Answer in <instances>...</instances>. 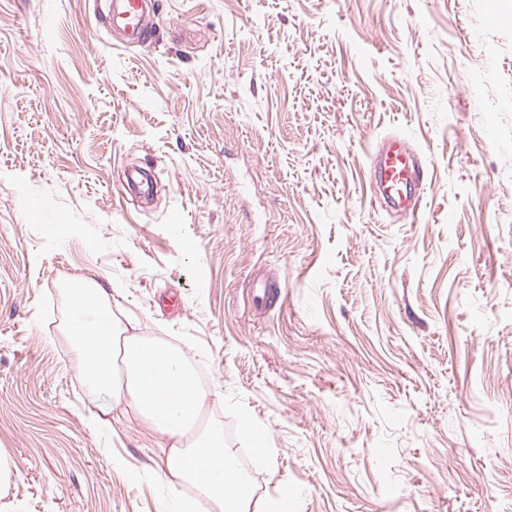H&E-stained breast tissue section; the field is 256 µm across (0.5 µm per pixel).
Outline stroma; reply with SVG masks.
<instances>
[{
	"instance_id": "1",
	"label": "stroma",
	"mask_w": 512,
	"mask_h": 512,
	"mask_svg": "<svg viewBox=\"0 0 512 512\" xmlns=\"http://www.w3.org/2000/svg\"><path fill=\"white\" fill-rule=\"evenodd\" d=\"M158 2L125 45L112 0H0V512L168 495L160 436L86 426L77 277L192 363L257 494L512 512V0ZM390 134L414 215L370 190ZM370 169L374 192L388 210L415 209L423 159L404 137H385L371 156Z\"/></svg>"
}]
</instances>
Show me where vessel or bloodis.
Masks as SVG:
<instances>
[{
	"label": "vessel or blood",
	"mask_w": 512,
	"mask_h": 512,
	"mask_svg": "<svg viewBox=\"0 0 512 512\" xmlns=\"http://www.w3.org/2000/svg\"><path fill=\"white\" fill-rule=\"evenodd\" d=\"M148 0H114L113 10L126 38L141 43L148 26ZM374 192L391 211L406 212L416 207V186L423 173L421 155L402 136L385 137L370 159Z\"/></svg>",
	"instance_id": "b4317fda"
}]
</instances>
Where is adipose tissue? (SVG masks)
I'll use <instances>...</instances> for the list:
<instances>
[{"mask_svg":"<svg viewBox=\"0 0 512 512\" xmlns=\"http://www.w3.org/2000/svg\"><path fill=\"white\" fill-rule=\"evenodd\" d=\"M66 296L65 333L87 396L110 397L113 407L167 441L162 475L172 495L159 512H196L201 497L219 512H288L287 495L254 496L235 450L224 445L223 429L202 424L207 393L179 350L127 334L94 279L72 280ZM187 485L197 490V498L183 496Z\"/></svg>","mask_w":512,"mask_h":512,"instance_id":"ef3b65f1","label":"adipose tissue"}]
</instances>
